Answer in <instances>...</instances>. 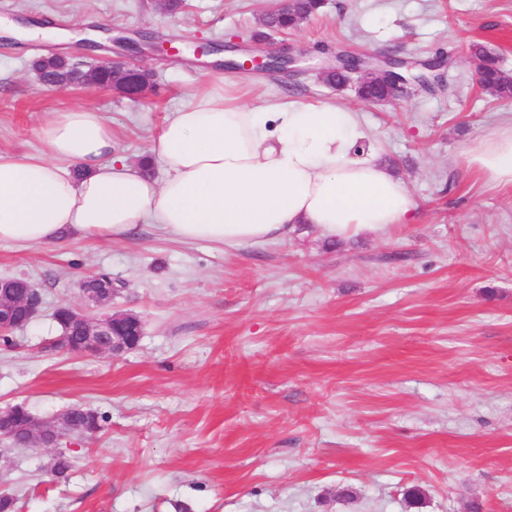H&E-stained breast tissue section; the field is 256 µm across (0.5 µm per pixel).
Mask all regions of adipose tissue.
Wrapping results in <instances>:
<instances>
[{"label": "adipose tissue", "mask_w": 512, "mask_h": 512, "mask_svg": "<svg viewBox=\"0 0 512 512\" xmlns=\"http://www.w3.org/2000/svg\"><path fill=\"white\" fill-rule=\"evenodd\" d=\"M38 135L41 153L0 151L1 243L67 234L112 242L150 224L230 251L305 227L330 241L383 234L416 209L356 113L328 102L250 106L221 87L197 92L151 138L162 182L115 154L112 128L94 110L46 113ZM65 161L78 174L64 172ZM467 163L512 186V121L477 140Z\"/></svg>", "instance_id": "ef3b65f1"}]
</instances>
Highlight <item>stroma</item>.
<instances>
[{
  "instance_id": "obj_1",
  "label": "stroma",
  "mask_w": 512,
  "mask_h": 512,
  "mask_svg": "<svg viewBox=\"0 0 512 512\" xmlns=\"http://www.w3.org/2000/svg\"><path fill=\"white\" fill-rule=\"evenodd\" d=\"M275 2L187 0L169 14L155 0H0L1 21L56 30L0 33L1 151L40 153L41 116L83 105L137 161L194 90L230 81L250 105L359 112L417 204L410 223L349 242L311 230L227 251L147 225L121 242L0 243V279L43 295L41 316L0 345V408L51 422L82 406L102 425L54 448L0 443L16 512H512V187L465 159L512 119V98L479 87L469 51L483 43L512 74V0H323L284 33L262 25ZM99 27L178 49L137 57L152 74L141 102L38 79L34 61ZM200 40L305 58L288 78L229 73L193 56ZM339 51L441 54L443 84L368 103L321 80ZM97 271L119 287L112 311L140 317L139 344L117 357L54 350L55 309L82 306L79 282ZM61 452L65 480L51 472Z\"/></svg>"
}]
</instances>
